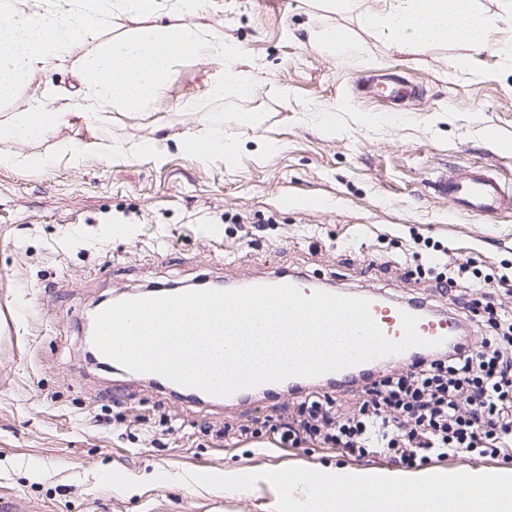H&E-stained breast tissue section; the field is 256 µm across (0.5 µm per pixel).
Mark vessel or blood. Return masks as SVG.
Masks as SVG:
<instances>
[{"instance_id":"b4317fda","label":"vessel or blood","mask_w":512,"mask_h":512,"mask_svg":"<svg viewBox=\"0 0 512 512\" xmlns=\"http://www.w3.org/2000/svg\"><path fill=\"white\" fill-rule=\"evenodd\" d=\"M364 93H382L392 100H400L416 94V87L410 86L396 73L371 77L363 88ZM435 191L447 198L450 205L462 212L491 216L512 208V192L508 191L492 170H457L448 177L438 179ZM371 315L383 334L392 340L402 336L401 312H408L418 318L417 331L427 339L452 340L456 335L457 323L453 318L421 313L415 305L406 306L383 299L376 293H368Z\"/></svg>"}]
</instances>
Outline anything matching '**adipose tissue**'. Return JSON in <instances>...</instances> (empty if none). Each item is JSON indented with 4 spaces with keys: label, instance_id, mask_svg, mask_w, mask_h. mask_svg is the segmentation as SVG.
Listing matches in <instances>:
<instances>
[{
    "label": "adipose tissue",
    "instance_id": "adipose-tissue-1",
    "mask_svg": "<svg viewBox=\"0 0 512 512\" xmlns=\"http://www.w3.org/2000/svg\"><path fill=\"white\" fill-rule=\"evenodd\" d=\"M470 0H391L388 13L363 14L367 25H384L401 45L425 47L448 41L481 48L488 33L512 19V0H501L495 14L471 10ZM120 7L132 16H153L156 0H65L64 7H51L49 14L22 8L21 0H0V99L14 92L20 77L35 79L47 68L65 61L76 41L97 33ZM76 112L69 103L48 106L35 100L25 111L0 123V138L24 142L46 136L58 123Z\"/></svg>",
    "mask_w": 512,
    "mask_h": 512
}]
</instances>
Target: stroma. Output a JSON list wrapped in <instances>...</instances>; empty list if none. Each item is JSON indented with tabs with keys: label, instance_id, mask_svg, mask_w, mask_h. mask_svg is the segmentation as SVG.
<instances>
[{
	"label": "stroma",
	"instance_id": "stroma-1",
	"mask_svg": "<svg viewBox=\"0 0 512 512\" xmlns=\"http://www.w3.org/2000/svg\"><path fill=\"white\" fill-rule=\"evenodd\" d=\"M193 21L247 52L232 68L258 79L241 105L265 119L226 126L241 141L239 168L182 150L206 130L199 104L225 68L210 53L175 65L145 111L108 106L44 139H0V154L55 159L0 164V503L18 512H275L272 486L224 499L177 477L391 464L310 439L279 444L277 427L298 414L288 394L200 405L89 361L82 323L99 302L288 270L448 314L449 297L405 276L406 257L440 246L449 262L475 261L482 277L468 294L479 303L484 276L512 268V210L493 220L459 212L433 189L459 168L493 169L512 187V54L503 51L512 25L490 31L476 52L465 43L402 48L327 0H208ZM154 24L113 10L96 40L71 45L61 67L0 99V121L49 87L84 110L79 63L95 41ZM330 28L361 56L319 43ZM393 71L416 97L362 94L366 78ZM110 469L139 488L101 486L98 473ZM156 472L168 481L152 482Z\"/></svg>",
	"mask_w": 512,
	"mask_h": 512
}]
</instances>
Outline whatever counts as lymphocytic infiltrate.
I'll list each match as a JSON object with an SVG mask.
<instances>
[{
    "label": "lymphocytic infiltrate",
    "mask_w": 512,
    "mask_h": 512,
    "mask_svg": "<svg viewBox=\"0 0 512 512\" xmlns=\"http://www.w3.org/2000/svg\"><path fill=\"white\" fill-rule=\"evenodd\" d=\"M433 277L439 293L467 287L478 270L465 262L448 266L440 257L416 265ZM480 345L460 337L440 350L423 352L394 375L364 376L363 399L353 411H334L328 394L307 393L297 419L282 424L281 442L321 440L359 457H387L407 468L431 457L497 453L512 439V273L492 281Z\"/></svg>",
    "instance_id": "lymphocytic-infiltrate-1"
}]
</instances>
